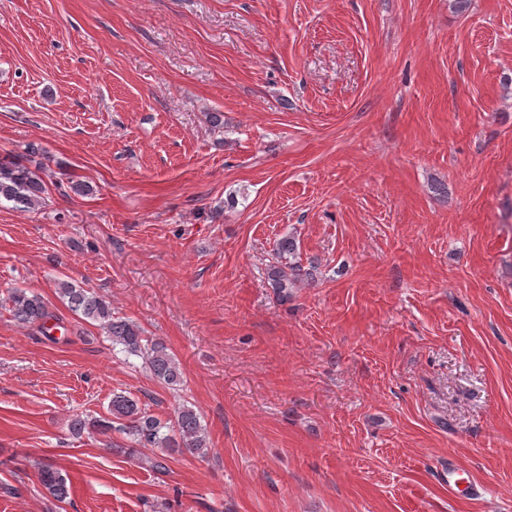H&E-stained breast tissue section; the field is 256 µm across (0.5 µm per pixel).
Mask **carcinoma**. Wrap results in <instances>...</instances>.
Listing matches in <instances>:
<instances>
[{
  "instance_id": "carcinoma-1",
  "label": "carcinoma",
  "mask_w": 512,
  "mask_h": 512,
  "mask_svg": "<svg viewBox=\"0 0 512 512\" xmlns=\"http://www.w3.org/2000/svg\"><path fill=\"white\" fill-rule=\"evenodd\" d=\"M43 170L42 163L34 165L32 160L23 156H0V205L10 203L20 210L34 206L45 191ZM297 249V242L291 237L277 243L279 261L269 267L268 280L279 295L286 296L288 289L313 279V269L304 267L297 260ZM56 293L78 318L99 323L112 347L120 348L128 356L141 358L155 380L172 390L182 386L179 363L164 342L145 336L137 323L115 316L111 303L89 288L59 279ZM4 303L10 318L22 327L43 330L49 321L57 319L41 294L25 288L8 289ZM69 430L76 437L85 434L105 436L108 448L120 447L110 440L111 433L115 431L144 448L184 450L199 456L206 455L208 451L205 428L193 408L183 403L174 409L172 416L163 420L148 413L137 400L123 393L112 395L107 415L76 416L70 420ZM39 481L54 499L62 501L67 498V482L54 466H41Z\"/></svg>"
}]
</instances>
